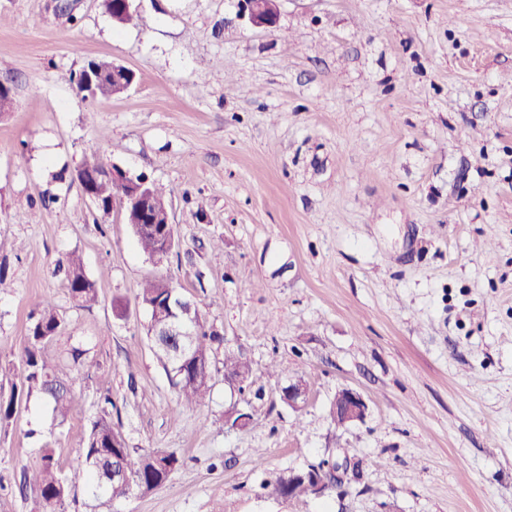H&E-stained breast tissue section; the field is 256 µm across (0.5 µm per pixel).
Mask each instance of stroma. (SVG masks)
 Returning a JSON list of instances; mask_svg holds the SVG:
<instances>
[{
    "label": "stroma",
    "mask_w": 512,
    "mask_h": 512,
    "mask_svg": "<svg viewBox=\"0 0 512 512\" xmlns=\"http://www.w3.org/2000/svg\"><path fill=\"white\" fill-rule=\"evenodd\" d=\"M277 6L263 29L237 0H134L119 26L104 0H0V391L49 296L64 327L43 353L77 397L66 422L35 394L0 423V512H42L23 469L45 449L70 468L106 405L135 452L184 464L121 501L77 486L64 512H512V0ZM91 59L131 69V89L83 99ZM93 158L165 187L162 265L121 204L84 193ZM73 253L89 309L67 288ZM155 275L250 360L246 393L219 350L209 400L179 409L136 299ZM299 378L295 411L280 390ZM341 388L368 404L346 429L328 416ZM243 406L249 427L225 428ZM341 451L358 464L343 487L267 496ZM65 274L72 300L80 307L91 308L97 301V293L93 283L85 274L80 256L71 254L67 258Z\"/></svg>",
    "instance_id": "stroma-1"
}]
</instances>
